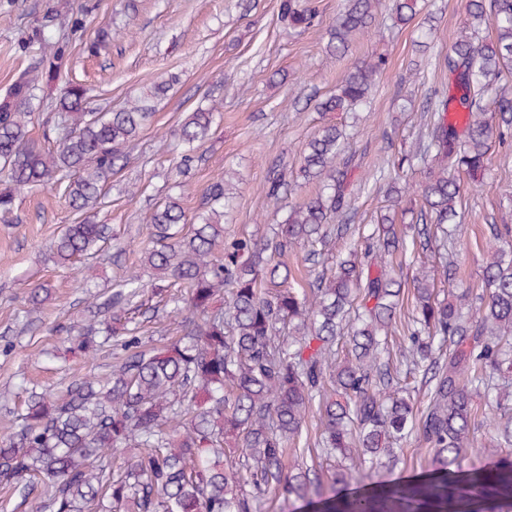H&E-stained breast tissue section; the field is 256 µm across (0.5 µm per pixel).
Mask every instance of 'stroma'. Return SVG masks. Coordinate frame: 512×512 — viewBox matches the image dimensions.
Here are the masks:
<instances>
[{"mask_svg":"<svg viewBox=\"0 0 512 512\" xmlns=\"http://www.w3.org/2000/svg\"><path fill=\"white\" fill-rule=\"evenodd\" d=\"M282 0H0V96L17 70L36 67L37 48L20 49L25 33L54 15L55 31L68 27L78 5H85L83 38L107 29L114 37L99 55L72 44L66 78L91 90L94 107L119 110L154 83L171 80L153 103V115L127 149L128 163L112 180L105 206L93 220L111 225L125 244L119 258L95 259L96 276L82 283L77 271L55 264L45 245L78 216L60 191L34 189L17 196L10 223L0 222V437L9 431L18 405L19 383L29 378L58 389L72 377L106 372L111 350L83 358L66 350L61 326L79 320L88 293L110 291L126 267L139 259L149 236L142 215L166 196L181 197L195 212L209 183L230 175L233 198L224 225L228 236H265L283 223L289 204L314 194L315 185H294L285 204L261 192L271 167L295 170L313 134L328 123L352 124L350 151L367 177L407 153L425 121L433 90L451 87L448 71L434 55L456 41L465 16L461 0H428L427 11L409 23L397 22L396 0H380L372 29L355 36L348 56L327 49L328 30L342 0H315V26L293 29L280 18ZM382 56L371 103L352 121L345 112L316 111L314 100L333 93L355 62ZM221 107L202 147L203 160L186 176L177 174L168 151L187 113L197 106ZM490 174L484 184L463 183L461 222L466 240L456 253L458 271L451 288L481 292L480 274L488 257L491 224L512 226V136L493 143ZM387 206L384 189H354L348 238H358ZM47 285L50 301L33 307L30 291ZM508 412L480 415L470 437L463 468L489 466L504 450L495 424Z\"/></svg>","mask_w":512,"mask_h":512,"instance_id":"stroma-1","label":"stroma"}]
</instances>
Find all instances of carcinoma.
I'll return each mask as SVG.
<instances>
[{
	"label": "carcinoma",
	"instance_id": "cac0c4a2",
	"mask_svg": "<svg viewBox=\"0 0 512 512\" xmlns=\"http://www.w3.org/2000/svg\"><path fill=\"white\" fill-rule=\"evenodd\" d=\"M467 22L442 61L457 75L463 136L448 121V94L429 97L424 134L412 152L392 167L414 169L420 179L379 169L365 182H388L391 199L360 248L315 273L305 285L289 257L301 243L304 262L319 264L323 247L349 229L350 176L360 167L345 153V130L320 128L306 144L296 178L317 181L318 192L289 207L285 223L265 238H224L229 183L217 178L188 218L181 198L168 196L147 211L150 241L140 265L107 296L87 300L80 327L62 326L70 349L96 357L117 342L112 369L69 381L61 393L22 387L25 400L0 438V486L21 497L40 487L39 512H256L257 501L276 496L283 505L319 503L326 512H379L398 501L401 512H512V453L491 467H462L465 443L475 430V397L495 389L496 374H512V228L489 226V259L483 267L480 304L468 293L434 286L428 272L412 279L413 308L401 324L403 354L385 357L405 288L387 266V256L448 251L461 240L457 206L461 185L485 174L492 140L512 132V94L501 85L512 70V0H461ZM379 0H344L329 32L328 49L344 56L351 37L369 31ZM419 0H398L397 19L410 21ZM281 18L290 27L314 25L309 0H283ZM45 17L30 41L39 43L36 72L18 73L0 98V215L12 213L15 192L62 185L83 216L53 238L48 249L63 268L82 264L112 248L108 224L87 214L102 204L106 187L127 162L129 144L152 117L154 99L173 80L159 82L118 112L91 106L90 89L71 82L56 102L57 119L44 142L30 138L40 117L39 84L59 80L70 37L53 41ZM484 27L494 35L479 38ZM382 56L355 63L336 91L320 100V112H354L367 106ZM218 106L190 113L177 136L178 168L201 161ZM438 159L434 169L429 159ZM288 181L276 168L265 196L282 199ZM411 214L412 234L398 231V213ZM224 243V252L216 247ZM168 294L173 312L197 317L177 324V337L149 345L125 313L143 311L145 288ZM224 306L215 307L218 293ZM422 377L430 402L421 416L405 396L399 376ZM319 419L317 445L329 461L324 478L299 464L294 441L306 418ZM416 433L431 469L409 482L383 479L403 456L402 440ZM238 450L224 460V443ZM136 453L112 468L116 453ZM369 480L372 489L351 491Z\"/></svg>",
	"mask_w": 512,
	"mask_h": 512
}]
</instances>
